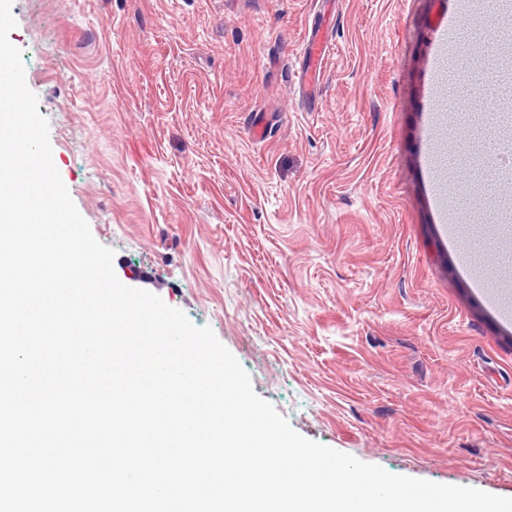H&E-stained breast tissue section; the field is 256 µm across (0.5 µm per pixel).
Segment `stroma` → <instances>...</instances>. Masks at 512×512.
<instances>
[{
	"instance_id": "35a3bbf8",
	"label": "stroma",
	"mask_w": 512,
	"mask_h": 512,
	"mask_svg": "<svg viewBox=\"0 0 512 512\" xmlns=\"http://www.w3.org/2000/svg\"><path fill=\"white\" fill-rule=\"evenodd\" d=\"M464 18V40L443 26ZM54 164L124 285L210 326L303 437L393 474L512 497V295L461 256L512 199L454 164L512 126L455 74L512 71L479 0H13ZM329 50L300 93L311 29ZM267 134H253L256 122ZM434 152L425 156L424 142Z\"/></svg>"
}]
</instances>
